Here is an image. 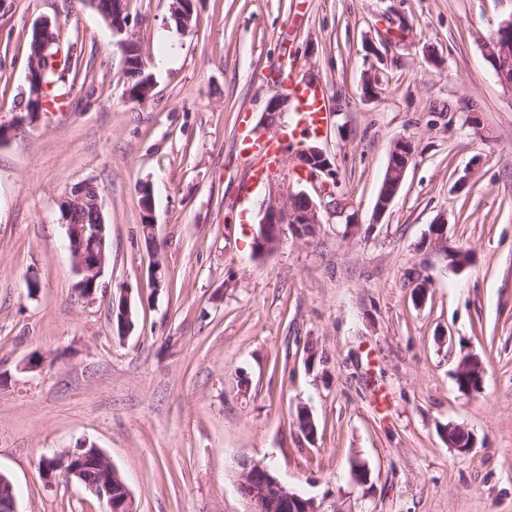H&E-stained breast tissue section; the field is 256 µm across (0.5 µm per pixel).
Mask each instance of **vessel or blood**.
<instances>
[{
	"instance_id": "b4317fda",
	"label": "vessel or blood",
	"mask_w": 512,
	"mask_h": 512,
	"mask_svg": "<svg viewBox=\"0 0 512 512\" xmlns=\"http://www.w3.org/2000/svg\"><path fill=\"white\" fill-rule=\"evenodd\" d=\"M286 89L297 110L294 120L283 134L282 141H292L304 135H318L328 123L327 91L320 84H311L300 77L290 78ZM282 141H254L241 139L239 152L247 160H260L259 168L252 170V184H260L279 163Z\"/></svg>"
}]
</instances>
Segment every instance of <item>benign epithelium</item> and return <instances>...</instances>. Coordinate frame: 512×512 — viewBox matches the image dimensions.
<instances>
[{
  "instance_id": "1",
  "label": "benign epithelium",
  "mask_w": 512,
  "mask_h": 512,
  "mask_svg": "<svg viewBox=\"0 0 512 512\" xmlns=\"http://www.w3.org/2000/svg\"><path fill=\"white\" fill-rule=\"evenodd\" d=\"M89 5L101 12L103 20L116 38V44L122 52L121 72L130 67V47L136 45L128 31L129 15L127 0H108L106 10H101L99 0H88ZM195 0H173L171 12L178 20L179 28L183 31L190 29L193 19ZM53 24L49 19H42L33 26V33L39 37L40 47L37 54L29 58L26 83L29 93L23 95L25 114L17 118L19 123L28 121L27 115L32 111H43L46 107L47 91L44 76L56 51L52 32ZM486 56L495 64L494 74L501 86L512 93V77L509 68L512 67V14L504 18L494 37L484 46ZM292 102L286 94L272 96L266 108L263 123L270 127L279 117L289 111ZM414 156L411 140H397L390 153L389 162L384 173L381 191L378 194L375 210L377 214L384 213L398 192L406 170ZM298 160L306 172V178L318 184L319 193L331 198L325 208L333 215L345 213L347 202L337 197L331 186L336 184V176L326 152L319 143L308 144L301 150ZM140 207L146 217L145 233L156 238L155 216L153 209V192L149 183L139 186ZM298 197L305 199L302 207L295 205ZM81 209H91L99 215L96 224H75L72 215ZM60 223L64 226L68 248L79 280L76 284L79 294L86 299H92L101 287V279L109 261L110 242L105 223L102 200L98 192L90 193L86 184L81 183L72 188L68 197L60 203ZM322 224L320 208L312 198L304 193L291 194L287 199H281L275 177L268 179V200L264 207L263 218L254 233V249L261 254L277 251L282 243L284 231L289 229L299 239L312 238L317 228ZM427 246L436 252H448V236L446 226L433 224L427 235ZM120 311L124 329L122 336H127L133 325L129 323L131 303L128 294L123 292L112 298V311ZM456 377L466 380L469 384L467 392L474 388H482L484 369L476 358L463 361ZM239 468L237 490L245 502V512H325L315 499L306 498L290 490L284 485L270 467L247 456L238 458ZM41 473L48 482L58 478L77 480L85 485L98 498L106 501L107 512H136L131 490L124 481L121 473L112 465L108 457L96 445L88 442L81 443L77 448L52 457L44 458ZM120 486L123 496L113 499V488Z\"/></svg>"
}]
</instances>
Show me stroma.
Segmentation results:
<instances>
[{
	"mask_svg": "<svg viewBox=\"0 0 512 512\" xmlns=\"http://www.w3.org/2000/svg\"><path fill=\"white\" fill-rule=\"evenodd\" d=\"M170 3L128 0L154 78L136 102L87 0H0V474L17 512H106L81 483L40 473L43 457L85 441L125 477L137 512H244L240 455L325 512H512V95L484 50L512 0H197L185 32ZM45 18L77 71L21 124L29 39ZM279 74L326 85L319 144L359 224L326 214L315 237L286 234L259 256L268 187L246 191L237 141ZM403 137L415 156L378 217ZM83 182L110 240L91 300L59 222ZM436 223L467 265L423 248ZM123 291L137 314L126 337L111 323ZM35 356L47 366L27 368ZM473 356L486 374L470 395L455 372ZM451 424L471 434L468 455L449 448ZM139 194H140V207L142 214L147 218L144 221V229L146 234H150V237L154 239L153 245L147 250L149 253L154 256L156 254V234H155V216L153 209V192L149 183L145 182L139 186Z\"/></svg>",
	"mask_w": 512,
	"mask_h": 512,
	"instance_id": "35a3bbf8",
	"label": "stroma"
}]
</instances>
